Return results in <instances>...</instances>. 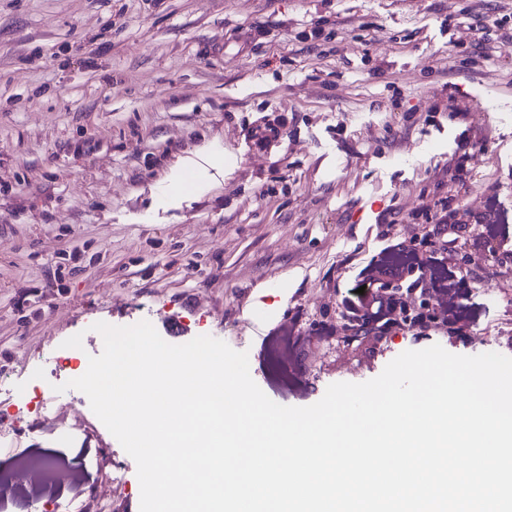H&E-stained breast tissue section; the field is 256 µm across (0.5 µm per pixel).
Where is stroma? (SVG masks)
<instances>
[{"instance_id": "obj_1", "label": "stroma", "mask_w": 512, "mask_h": 512, "mask_svg": "<svg viewBox=\"0 0 512 512\" xmlns=\"http://www.w3.org/2000/svg\"><path fill=\"white\" fill-rule=\"evenodd\" d=\"M206 143L211 190L162 195ZM491 207L496 257L471 246ZM411 238L466 279L460 317L337 342L425 287L366 274ZM143 320L247 352L284 406L407 350L485 353L512 320V0H0V465L69 444L106 512H139L134 459L66 383L95 323ZM381 333L382 332L378 330L371 321L356 318L342 325V336H339V338L340 342L347 347L352 346L356 341L360 342L358 345L360 346L366 338H382Z\"/></svg>"}]
</instances>
